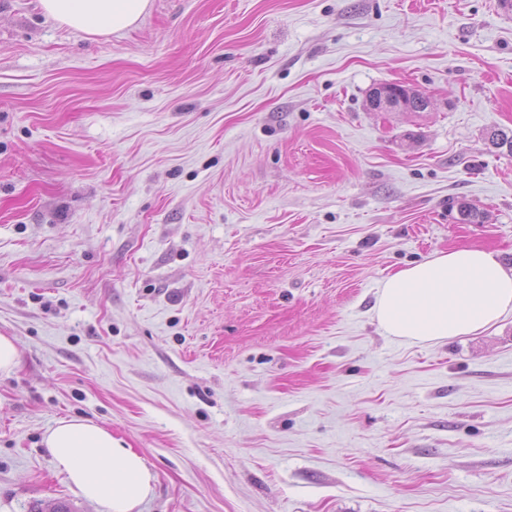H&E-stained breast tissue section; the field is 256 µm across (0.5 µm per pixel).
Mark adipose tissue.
I'll list each match as a JSON object with an SVG mask.
<instances>
[{
  "label": "adipose tissue",
  "mask_w": 512,
  "mask_h": 512,
  "mask_svg": "<svg viewBox=\"0 0 512 512\" xmlns=\"http://www.w3.org/2000/svg\"><path fill=\"white\" fill-rule=\"evenodd\" d=\"M56 23L90 36L120 34L146 14L149 0H40ZM512 313V271L481 248L441 251L384 279L374 315L386 335L437 343L474 335ZM56 469L106 512H136L154 475L109 428L84 418L56 422L43 435Z\"/></svg>",
  "instance_id": "ef3b65f1"
}]
</instances>
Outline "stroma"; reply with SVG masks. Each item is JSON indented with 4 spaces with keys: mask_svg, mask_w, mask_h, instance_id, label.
<instances>
[{
    "mask_svg": "<svg viewBox=\"0 0 512 512\" xmlns=\"http://www.w3.org/2000/svg\"><path fill=\"white\" fill-rule=\"evenodd\" d=\"M496 131L498 0H150L103 38L0 0V512H105L42 443L69 416L143 456L138 512H512V314L412 345L372 312L438 251L512 269ZM394 90L401 91L405 96V108L403 112H425L428 111L429 97L419 89L406 88L403 85L392 83ZM18 346L13 336L0 334V374H10L17 365Z\"/></svg>",
    "mask_w": 512,
    "mask_h": 512,
    "instance_id": "obj_1",
    "label": "stroma"
}]
</instances>
